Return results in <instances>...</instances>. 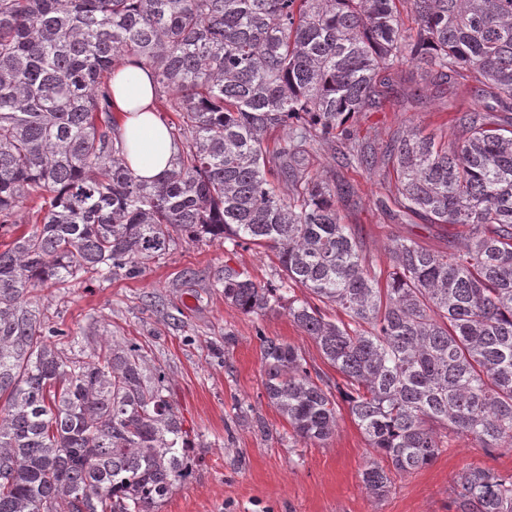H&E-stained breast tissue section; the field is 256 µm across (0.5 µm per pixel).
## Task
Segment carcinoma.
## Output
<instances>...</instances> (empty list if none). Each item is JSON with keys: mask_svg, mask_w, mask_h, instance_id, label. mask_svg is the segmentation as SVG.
Instances as JSON below:
<instances>
[{"mask_svg": "<svg viewBox=\"0 0 512 512\" xmlns=\"http://www.w3.org/2000/svg\"><path fill=\"white\" fill-rule=\"evenodd\" d=\"M126 58L178 146L153 184L114 135ZM410 63L478 75L485 105L447 144L414 128L392 141L399 212L466 232L445 255L393 239L383 283L340 221L353 188L308 156L340 143L371 167L348 122ZM30 202L33 228L0 251V512H159L198 466L162 366L136 344L87 352L39 308L45 290L139 274L180 240L274 253L277 282L226 268L215 287L247 314L288 301L342 382L322 387L298 348L261 333L266 396L303 443L329 440L347 403L388 463L362 474L373 497L450 434L512 448V0H0V229ZM453 502L512 512V476L469 469Z\"/></svg>", "mask_w": 512, "mask_h": 512, "instance_id": "1", "label": "carcinoma"}]
</instances>
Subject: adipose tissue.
<instances>
[{"label": "adipose tissue", "mask_w": 512, "mask_h": 512, "mask_svg": "<svg viewBox=\"0 0 512 512\" xmlns=\"http://www.w3.org/2000/svg\"><path fill=\"white\" fill-rule=\"evenodd\" d=\"M116 135L126 147L127 164L143 179L156 182L172 167L178 152L153 107L154 87L148 71L133 59L115 68L111 82Z\"/></svg>", "instance_id": "obj_1"}]
</instances>
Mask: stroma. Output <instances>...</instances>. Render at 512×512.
Here are the masks:
<instances>
[{
  "label": "stroma",
  "instance_id": "35a3bbf8",
  "mask_svg": "<svg viewBox=\"0 0 512 512\" xmlns=\"http://www.w3.org/2000/svg\"><path fill=\"white\" fill-rule=\"evenodd\" d=\"M477 87L468 75L446 82L406 68L384 88L379 104L351 121L377 158L372 170L347 164L325 145L310 151L311 170L333 169L337 182L352 185L353 195L339 205L341 221L355 229L376 269H387L388 246L398 237L447 251V226L417 216L398 219L380 207L396 181L382 155L411 127L441 141L453 139L456 119L483 108ZM228 267L261 284L280 275L270 250L181 242L138 276L78 284L43 305L76 341L94 333L134 343L149 364L164 367L170 400L202 463L160 512H454L452 488L464 470L512 474V449L490 455L470 438L452 435L431 465L393 476L384 498L370 496L362 472L372 450L348 407H341L328 441H295L266 397L257 336L299 348L310 371L328 385L339 381V373L287 310L246 315L226 302L214 282Z\"/></svg>",
  "mask_w": 512,
  "mask_h": 512
}]
</instances>
